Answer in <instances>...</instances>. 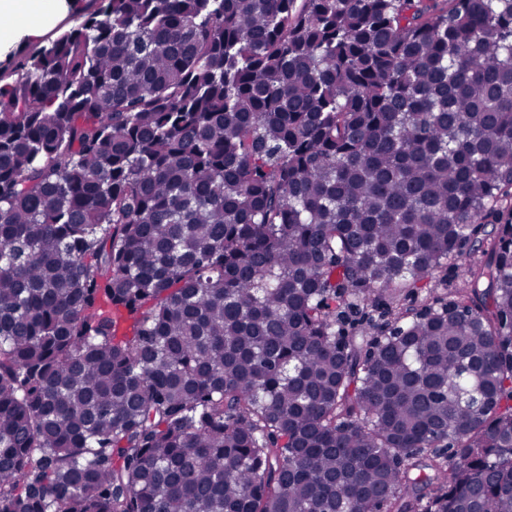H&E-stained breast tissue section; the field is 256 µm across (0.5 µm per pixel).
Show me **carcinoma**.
Segmentation results:
<instances>
[{
  "label": "carcinoma",
  "instance_id": "carcinoma-1",
  "mask_svg": "<svg viewBox=\"0 0 512 512\" xmlns=\"http://www.w3.org/2000/svg\"><path fill=\"white\" fill-rule=\"evenodd\" d=\"M92 3L0 61V512H512V0Z\"/></svg>",
  "mask_w": 512,
  "mask_h": 512
}]
</instances>
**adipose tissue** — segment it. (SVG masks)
I'll use <instances>...</instances> for the list:
<instances>
[{"label":"adipose tissue","instance_id":"1","mask_svg":"<svg viewBox=\"0 0 512 512\" xmlns=\"http://www.w3.org/2000/svg\"><path fill=\"white\" fill-rule=\"evenodd\" d=\"M67 13V0H0V52L43 40Z\"/></svg>","mask_w":512,"mask_h":512}]
</instances>
